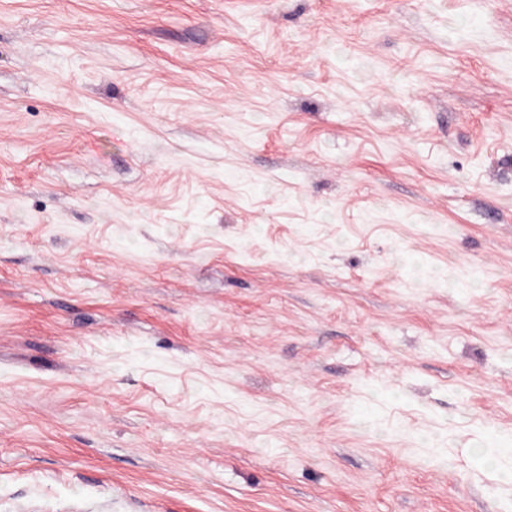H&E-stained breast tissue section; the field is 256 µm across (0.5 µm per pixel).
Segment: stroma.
I'll list each match as a JSON object with an SVG mask.
<instances>
[{"label": "stroma", "mask_w": 512, "mask_h": 512, "mask_svg": "<svg viewBox=\"0 0 512 512\" xmlns=\"http://www.w3.org/2000/svg\"><path fill=\"white\" fill-rule=\"evenodd\" d=\"M512 0H0V512H512Z\"/></svg>", "instance_id": "stroma-1"}]
</instances>
